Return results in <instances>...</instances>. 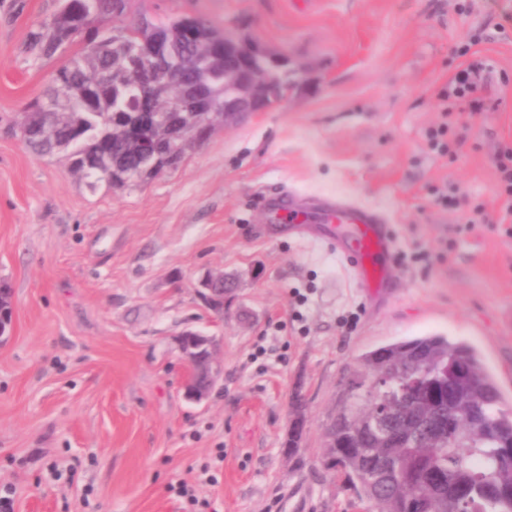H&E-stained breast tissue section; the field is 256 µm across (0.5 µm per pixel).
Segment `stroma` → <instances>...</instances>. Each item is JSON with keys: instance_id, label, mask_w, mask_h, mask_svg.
Segmentation results:
<instances>
[{"instance_id": "35a3bbf8", "label": "stroma", "mask_w": 512, "mask_h": 512, "mask_svg": "<svg viewBox=\"0 0 512 512\" xmlns=\"http://www.w3.org/2000/svg\"><path fill=\"white\" fill-rule=\"evenodd\" d=\"M60 0H0V485L14 512H353L322 431L360 354L441 333L512 402V0H131L125 21L199 17L288 57L285 100L217 127L181 164L89 189L13 127L61 57L26 51ZM483 61L484 109L448 97ZM340 193L390 219L400 286L371 298L261 197ZM482 211L487 221L465 225ZM235 290L216 315L199 281ZM214 337L223 377L187 399L177 340ZM302 398L309 430L282 443ZM191 490L183 497L180 486ZM498 170L500 173V181L502 185L503 193L508 197V205L506 207L505 216L502 218L500 224H504L506 217L510 216V223L512 220V151H507L500 159L498 164Z\"/></svg>"}]
</instances>
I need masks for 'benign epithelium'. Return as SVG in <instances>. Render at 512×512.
<instances>
[{
	"instance_id": "obj_1",
	"label": "benign epithelium",
	"mask_w": 512,
	"mask_h": 512,
	"mask_svg": "<svg viewBox=\"0 0 512 512\" xmlns=\"http://www.w3.org/2000/svg\"><path fill=\"white\" fill-rule=\"evenodd\" d=\"M98 43H107L108 48L135 61L134 77L139 93L138 114L141 126L165 135V140L176 139L181 145L200 142V133L211 128L214 113L210 100L187 94L176 76L182 70L184 54L182 46L175 40L159 35L142 38L130 43L112 37L108 27L98 29ZM224 40L243 47L238 55L239 67L224 68V84L233 87V94L224 98V123H237L255 112H264L271 107L265 89L264 73L253 66L260 59L268 68L290 69L288 59L273 54L254 40H246L231 32L224 33ZM164 72L175 77L171 82L168 97L160 99L152 85V77ZM157 137L131 135L130 146L141 157L138 169L125 174L126 182H135L147 174H155L176 165L172 154L160 155L155 149ZM201 295L217 312L224 311L226 292L224 274L208 273L201 281ZM178 350L188 367L186 394L195 403L205 401L222 374V365L217 358L213 337L194 331H185L178 337Z\"/></svg>"
}]
</instances>
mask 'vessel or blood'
Returning <instances> with one entry per match:
<instances>
[{"label": "vessel or blood", "mask_w": 512, "mask_h": 512, "mask_svg": "<svg viewBox=\"0 0 512 512\" xmlns=\"http://www.w3.org/2000/svg\"><path fill=\"white\" fill-rule=\"evenodd\" d=\"M313 213L320 219L318 240L335 250L355 271L359 286L375 295L392 293L398 278L392 263L393 235L388 216L345 196L327 194L315 200L312 211L288 207L284 217L301 232Z\"/></svg>", "instance_id": "obj_1"}]
</instances>
